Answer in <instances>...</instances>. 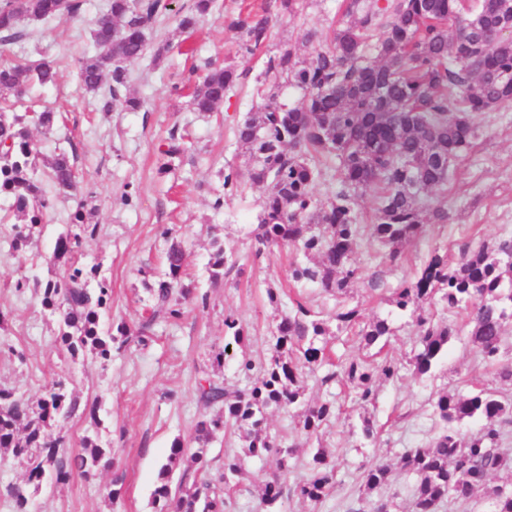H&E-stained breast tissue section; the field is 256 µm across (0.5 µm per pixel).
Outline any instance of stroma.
<instances>
[{
	"instance_id": "obj_1",
	"label": "stroma",
	"mask_w": 512,
	"mask_h": 512,
	"mask_svg": "<svg viewBox=\"0 0 512 512\" xmlns=\"http://www.w3.org/2000/svg\"><path fill=\"white\" fill-rule=\"evenodd\" d=\"M190 3L172 0V14L146 30L148 48L172 43L167 58L155 63L146 57L127 65L129 88L143 102L136 112L103 108L99 96L77 86L73 60L93 52L91 31L104 0H84L79 16L32 24L29 40L0 45V60H34L44 53L60 62L57 84L33 90L31 96L39 106L63 113L65 126L51 134L36 132L35 138L46 153L67 139L76 147L78 195H89L88 205L95 210L91 221L97 226L94 235L83 238L77 259L97 266L100 278L108 283V321L132 325L148 316L147 285L162 274L172 238L186 249L187 282L208 296L206 307L187 302L181 319L157 323L146 344L130 345L111 361L91 356L70 359L60 350L56 320L45 314L34 285L65 273L52 254L77 195L47 187L53 207L41 234L19 251L11 247L13 232L7 223L12 200L0 195V310L7 315L0 328V387L33 402L47 382L64 381L80 402L96 403L98 412L93 420L77 415L60 421L54 434L73 454L81 451L84 437H98L112 460L111 466L87 479L43 482L29 494V512H152V492L173 440L189 439L205 413L197 400L199 379L213 375L223 379L228 390L243 391L251 381L236 372L240 357L248 356L259 366L267 362L270 332L280 315L279 305L268 299V289L281 297L303 295L326 316L336 308V298L316 284L292 279L291 249L273 248L255 256L262 186L245 184L243 192L227 199L221 209H214L213 203L223 192L225 169L244 173L250 167L247 156L236 148L235 128L257 107L253 88L267 59L288 47L301 58H311L319 44L307 41V32L330 35L342 18V0H304L294 15L284 12L279 0H223V9L206 17L196 30L177 33L175 14ZM247 11L267 14L271 22L254 53L244 55L233 23ZM208 60L234 67L239 80L216 111L202 114L190 111L185 98L172 95L170 87L198 81ZM476 125L478 137L471 150L453 167L445 228L430 229L424 238L405 246L396 264L367 234L354 255L363 276L345 301L359 306L365 319L388 320L393 331L388 350L400 361L417 347L414 327L408 315L392 309L382 291H371V278H380L384 288H396L411 276L417 258L433 247L443 248L453 259L464 245L512 235V111L484 113ZM175 128L188 131L189 150L175 169L164 173L158 147ZM216 240L234 245L239 270L215 282L209 259ZM20 279L28 280L29 288L15 290ZM229 313L249 329L245 348L226 345L224 317ZM219 351L224 354L220 364L214 360ZM481 388L512 398V386L498 381L495 365L459 335L430 373L418 375L406 368L400 379L377 381L376 399L368 407L356 403L351 388L332 387L338 410L318 439L300 435L293 413L269 411V433L296 450L288 484L306 477L317 447L325 449L338 470L337 483L321 504L290 497L284 499L281 512H346L362 495L364 467L379 459L392 464V481L373 490L372 498L394 496L397 512H410L416 479L398 468L401 454L425 447L447 430V423L432 409L438 393L466 395ZM366 417L378 432L377 445L359 440ZM276 471L273 460H250L226 495L228 512H263L258 490ZM118 476L123 491L112 499L108 490Z\"/></svg>"
}]
</instances>
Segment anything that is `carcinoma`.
<instances>
[{
    "label": "carcinoma",
    "instance_id": "carcinoma-1",
    "mask_svg": "<svg viewBox=\"0 0 512 512\" xmlns=\"http://www.w3.org/2000/svg\"><path fill=\"white\" fill-rule=\"evenodd\" d=\"M83 6V0H0V43L25 39L27 21L74 16ZM216 8V0H192L179 12V31L194 30ZM166 13L160 0H107L92 30L97 52L77 63L79 88L96 95L108 79L104 106L139 111L140 98L129 93L126 63L144 56L145 27ZM343 17L330 43L310 59H299L291 49L269 58L255 87L261 103L235 133L252 161L249 181L264 187L256 254L271 246L291 248L302 256L292 263V278L314 282L333 296L346 294L361 275L353 261L364 233L359 198L370 189L377 193L371 236L389 248L390 262L400 261L403 246L425 236L428 225L448 223L445 204L429 206L424 197L448 191L452 167L476 138V118L512 108V39L491 40L495 31L512 27V0H476L468 6L463 0H349ZM268 24V18L249 14L236 19L246 50L265 37ZM58 76L56 63L47 58L0 62V194L13 199L16 249L41 231L52 206L43 180L60 189L75 187L76 148L46 156L31 134L33 127L52 130L55 113L23 103L34 86H52ZM237 80L230 66H207L189 94L193 110L214 111ZM284 85L304 92L301 105L279 100ZM185 145V136L173 129L160 153L170 160L179 158ZM329 161L337 167L322 203L313 187ZM243 186L238 171L224 172V194L217 197L214 209H221L224 198ZM89 215L86 204L79 203L71 227L56 240L53 259L68 266L66 275L36 287L43 309L58 317L61 349L73 359L89 353L110 361L130 343L145 342L156 319L181 318L183 303L193 297L195 286L184 281V247L173 242L165 254L164 273L151 287V318L137 327L124 321L104 326L110 289L96 280L97 271L75 260L81 234L96 232ZM214 246L211 267L216 280L230 274L236 260L219 241ZM289 302L290 311L277 321L270 337L272 354L266 365L255 377L251 361L239 365L245 377H254L248 392L231 393L212 378L198 383L200 405L219 406L222 412L197 422V447L173 440L158 472L153 512H224V494L236 485L250 458L274 453L279 471H288L292 450L272 440L265 415L273 406L290 409L302 404L297 427L308 439L318 437L336 405L330 400L306 403L302 370L324 364L325 337L352 331L365 346L378 348L372 358H353L320 379L323 385L339 377L350 383L360 405L374 402L376 379L401 377L402 366L384 353L392 333L387 321H366L356 306H344L326 320L305 302ZM389 302L413 318L419 344L409 361L414 373H428L451 338L463 331L425 314V306L439 304L449 312L467 311L469 343L484 360L499 364L497 378L512 386V363L500 362L501 337L512 319V241L484 238L453 261L434 249L420 260L413 277L391 292ZM224 327L236 344L249 340L250 332L239 318L225 316ZM79 410L97 420V407L80 405L59 381L46 384L35 404L0 387V448L11 450L24 465L27 484L39 481L48 461L63 483L86 478L100 465L105 450L95 438L85 437L82 451L68 458L51 433L54 422ZM433 412L448 422L480 418L485 424L475 436L450 430L400 457L401 468L417 477L413 512H439L450 500L466 503L494 475L506 476L507 482L492 490L489 512H512V454L499 448L512 426V400L485 390L468 396L444 391L433 402ZM220 429L238 432L240 450L224 456V473L218 479H206V445ZM309 471L291 492L278 476L266 481L260 501L267 512H276L290 493L313 504L321 502L336 484V466L318 449ZM390 475L389 464L373 463L362 474L365 491L389 485Z\"/></svg>",
    "mask_w": 512,
    "mask_h": 512
}]
</instances>
